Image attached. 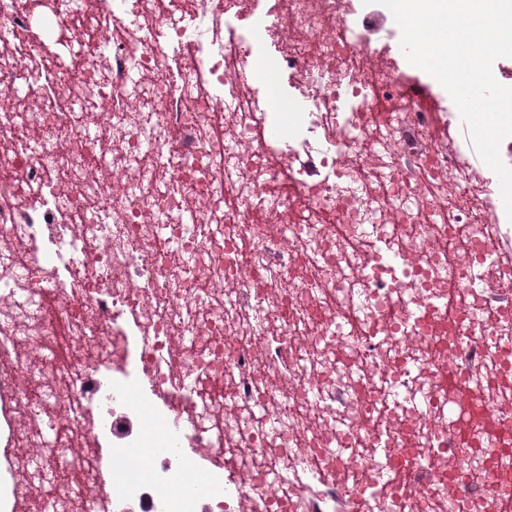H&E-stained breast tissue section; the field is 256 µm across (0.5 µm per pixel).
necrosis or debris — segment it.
<instances>
[{
  "label": "necrosis or debris",
  "instance_id": "obj_1",
  "mask_svg": "<svg viewBox=\"0 0 512 512\" xmlns=\"http://www.w3.org/2000/svg\"><path fill=\"white\" fill-rule=\"evenodd\" d=\"M355 16L0 0V512H512V220Z\"/></svg>",
  "mask_w": 512,
  "mask_h": 512
}]
</instances>
